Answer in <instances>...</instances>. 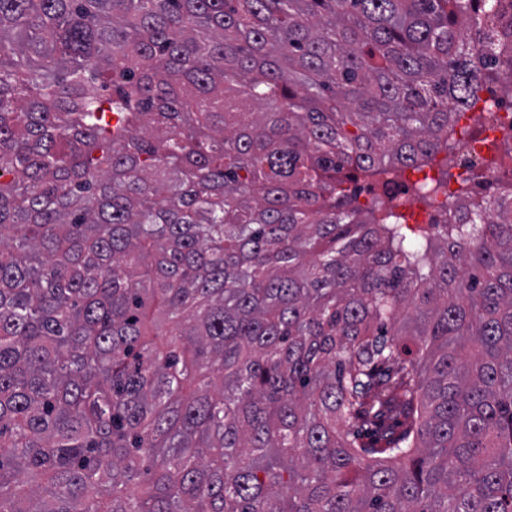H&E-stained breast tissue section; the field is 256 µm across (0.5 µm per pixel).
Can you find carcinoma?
Returning <instances> with one entry per match:
<instances>
[{"label":"carcinoma","mask_w":512,"mask_h":512,"mask_svg":"<svg viewBox=\"0 0 512 512\" xmlns=\"http://www.w3.org/2000/svg\"><path fill=\"white\" fill-rule=\"evenodd\" d=\"M481 8L0 0V512H512V189L344 187L452 149ZM444 157L445 153L438 156L437 161L435 162L433 175L434 179H437L448 171V186L435 193L434 203L429 210H427L429 207V201L424 202L418 197L412 199V201L405 206H400V200L394 201L389 206L390 209L403 216L404 220H401L403 224H409L410 218L413 214L427 210L421 224L409 226L414 231L429 229L435 227V225L444 224L448 221L449 213H451L453 208L452 205L455 202V194L448 192V187L454 190L455 193L460 192L461 184L455 179V169H453L449 163L447 165Z\"/></svg>","instance_id":"obj_1"}]
</instances>
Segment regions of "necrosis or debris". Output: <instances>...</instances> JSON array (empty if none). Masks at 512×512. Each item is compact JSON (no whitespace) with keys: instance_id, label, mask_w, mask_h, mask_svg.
Here are the masks:
<instances>
[{"instance_id":"4bbe7bcc","label":"necrosis or debris","mask_w":512,"mask_h":512,"mask_svg":"<svg viewBox=\"0 0 512 512\" xmlns=\"http://www.w3.org/2000/svg\"><path fill=\"white\" fill-rule=\"evenodd\" d=\"M476 49L474 62L479 73L495 72V80H485L478 102L465 111V124L477 125V132H458V145L449 161L459 174L482 170L483 176L469 188L472 196L480 198L494 194L501 184L512 181V172L503 174L486 169L485 159L490 144H502L512 153V72L501 69L499 53L503 45L512 46V0H494L492 8L479 14L476 27L470 33Z\"/></svg>"}]
</instances>
